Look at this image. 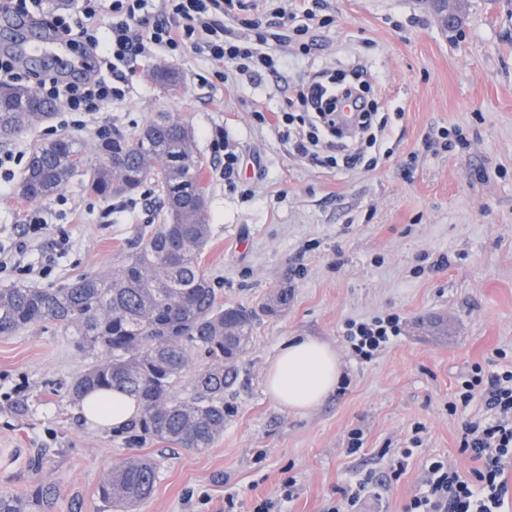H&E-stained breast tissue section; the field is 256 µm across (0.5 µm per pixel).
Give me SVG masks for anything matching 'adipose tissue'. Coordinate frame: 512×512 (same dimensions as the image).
I'll use <instances>...</instances> for the list:
<instances>
[{
  "label": "adipose tissue",
  "mask_w": 512,
  "mask_h": 512,
  "mask_svg": "<svg viewBox=\"0 0 512 512\" xmlns=\"http://www.w3.org/2000/svg\"><path fill=\"white\" fill-rule=\"evenodd\" d=\"M340 377L339 359L330 345L311 337H297L270 360L265 386L274 401L301 413L317 407L335 389ZM136 411V400L119 393L106 398L92 393L81 404L86 421L104 431L123 425Z\"/></svg>",
  "instance_id": "1"
}]
</instances>
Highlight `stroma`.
<instances>
[{
  "label": "stroma",
  "instance_id": "obj_1",
  "mask_svg": "<svg viewBox=\"0 0 512 512\" xmlns=\"http://www.w3.org/2000/svg\"><path fill=\"white\" fill-rule=\"evenodd\" d=\"M332 25L318 29L319 50L304 56L281 47L279 75L218 81L204 55L162 53L139 61L124 100L100 111L58 112L40 138L93 141L101 130L129 133L161 113L194 129L211 237L199 262L228 305L255 310L253 341L225 393L224 432L211 448L186 450L87 424L65 390L91 356L59 328L32 326L0 336V489L58 491L56 512H113L99 484L113 463L130 456L157 467L152 495L137 512H253L276 498L286 479L296 494L285 512H325L340 491L387 472L382 452L421 443L401 478L369 491L357 512H405L419 492L426 460L442 457L461 473L474 463L461 453L465 418L479 405L449 413L463 375L512 354V0H467L459 31L443 29L428 0H327ZM169 65L182 77L169 89L152 78ZM363 67L379 115L388 119L376 168L327 170L289 154L254 111L286 108L288 87L321 69ZM462 129L467 148L427 151L425 134ZM224 129L244 155H260L262 180L242 171L250 192L224 185L211 134ZM32 144L19 137L17 178L0 186V246L38 207L46 228L27 262L66 237L37 288H60L88 272L124 264L159 221L154 181L128 197L104 200L71 180L31 203L20 193ZM285 311L263 313L280 288ZM399 316L401 333L372 360H359L346 324ZM295 336L331 344L342 363L334 391L297 413L265 390L269 361ZM363 445L348 453L349 434ZM235 494V508L225 498Z\"/></svg>",
  "mask_w": 512,
  "mask_h": 512
}]
</instances>
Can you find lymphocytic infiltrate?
Segmentation results:
<instances>
[{"label": "lymphocytic infiltrate", "instance_id": "obj_1", "mask_svg": "<svg viewBox=\"0 0 512 512\" xmlns=\"http://www.w3.org/2000/svg\"><path fill=\"white\" fill-rule=\"evenodd\" d=\"M150 0H82L76 21L45 11L41 0H0V14H14L44 26L66 39L86 61L82 75L29 72L9 53L0 51V80L29 83L40 96L70 112L91 111L123 99L128 77L139 59L156 49L177 56L190 48L205 55L217 79H225L232 67L249 80L276 72V48L299 42L302 53L316 48L315 28L331 24L321 0L305 9V21L290 29L277 30L286 10L281 0H265V10L252 12L248 0H161L160 13L149 10ZM239 19L243 34L224 26L225 18ZM366 80L347 89L344 97L357 102L352 121L356 136L345 139L336 119V78L317 73L293 88L296 111L281 112V140L291 154L323 167L344 164L346 168H370L368 150L380 149L383 124L375 120V105L364 94ZM400 332L399 318L390 315L368 322H352L348 334L356 356L368 359ZM480 402L484 414L467 420L462 427L461 452L478 463L464 475L447 461L431 459L426 464L425 487L414 495L406 512H505L512 504V483L506 473L512 467V365L493 361L490 368L474 365L461 381L449 412Z\"/></svg>", "mask_w": 512, "mask_h": 512}]
</instances>
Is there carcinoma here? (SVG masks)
<instances>
[{
    "instance_id": "1",
    "label": "carcinoma",
    "mask_w": 512,
    "mask_h": 512,
    "mask_svg": "<svg viewBox=\"0 0 512 512\" xmlns=\"http://www.w3.org/2000/svg\"><path fill=\"white\" fill-rule=\"evenodd\" d=\"M153 79L175 88L180 74L159 66ZM56 105L22 84L0 95V142L52 118ZM160 115L129 135H97L93 153L72 136L33 143L21 183L22 196L45 199L84 170V189L109 199L135 193L156 167L163 210L159 224L145 234L140 248L119 268L81 277L63 288L0 286V336L35 325L64 330L95 361L69 382V402L91 392L118 390L136 397L139 417L130 433L194 451L212 446L224 432V392L238 378L237 364L253 338L255 314L220 301L200 267L199 257L211 227L207 199L190 126L169 124ZM288 307L281 288L262 310L276 315ZM155 464L126 458L104 475L100 496L122 508L150 497ZM55 494L41 486L26 495L0 490V512H55Z\"/></svg>"
}]
</instances>
